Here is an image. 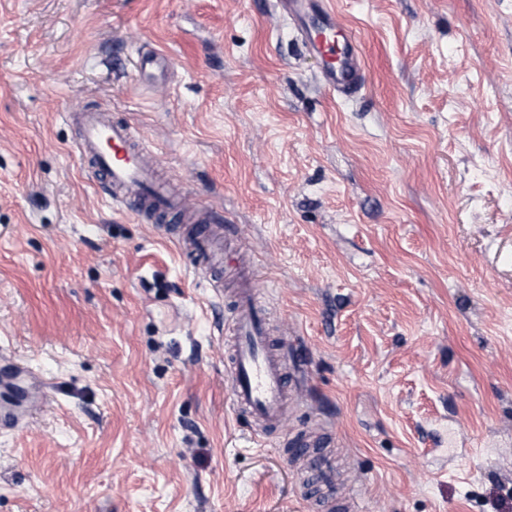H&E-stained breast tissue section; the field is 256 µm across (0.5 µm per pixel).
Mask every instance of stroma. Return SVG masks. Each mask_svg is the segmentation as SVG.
<instances>
[{"label":"stroma","mask_w":512,"mask_h":512,"mask_svg":"<svg viewBox=\"0 0 512 512\" xmlns=\"http://www.w3.org/2000/svg\"><path fill=\"white\" fill-rule=\"evenodd\" d=\"M272 2L0 0V351L44 380L0 512H310L307 436L354 512H512V0H335L348 98ZM93 107L219 218L223 301L88 178ZM247 270L288 381L262 444L214 327ZM170 68V62L167 56L155 52L150 56H139L137 63V73L139 78L146 79L155 76L157 73L167 71Z\"/></svg>","instance_id":"stroma-1"}]
</instances>
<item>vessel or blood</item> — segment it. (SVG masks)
<instances>
[{"label": "vessel or blood", "mask_w": 512, "mask_h": 512, "mask_svg": "<svg viewBox=\"0 0 512 512\" xmlns=\"http://www.w3.org/2000/svg\"><path fill=\"white\" fill-rule=\"evenodd\" d=\"M298 27L308 51L325 60L322 81L329 90L346 94L363 87L360 41L355 29H344L331 0H275ZM170 62L162 53L139 57L137 73L146 79L167 71ZM79 136L75 147L87 162L92 178L101 179L113 203L148 214L158 223L171 215H184L183 195L155 174L132 125L112 120L107 110L91 109L70 117ZM192 249L203 265H211L224 250V233L210 223L199 226ZM229 377L233 410L248 411L263 428L275 427L287 401L284 367L271 352L264 311L257 307L250 286L239 291Z\"/></svg>", "instance_id": "obj_1"}]
</instances>
